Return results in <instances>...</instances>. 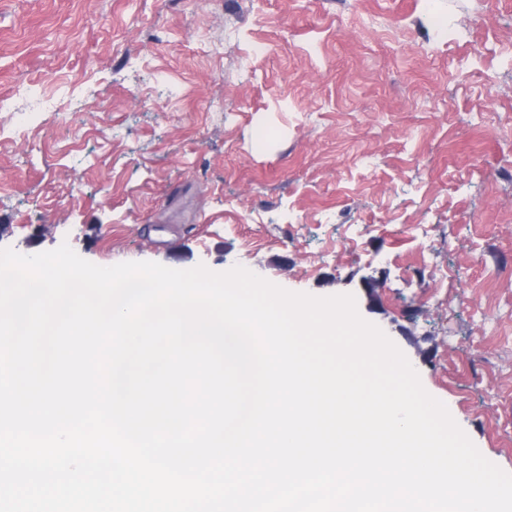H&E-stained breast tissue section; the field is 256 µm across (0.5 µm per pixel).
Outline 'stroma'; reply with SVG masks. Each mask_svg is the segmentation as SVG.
Segmentation results:
<instances>
[{"label": "stroma", "instance_id": "obj_1", "mask_svg": "<svg viewBox=\"0 0 512 512\" xmlns=\"http://www.w3.org/2000/svg\"><path fill=\"white\" fill-rule=\"evenodd\" d=\"M482 7L0 0V97L63 89L77 111L20 131L0 112V248L354 295L512 473V0L467 27Z\"/></svg>", "mask_w": 512, "mask_h": 512}]
</instances>
